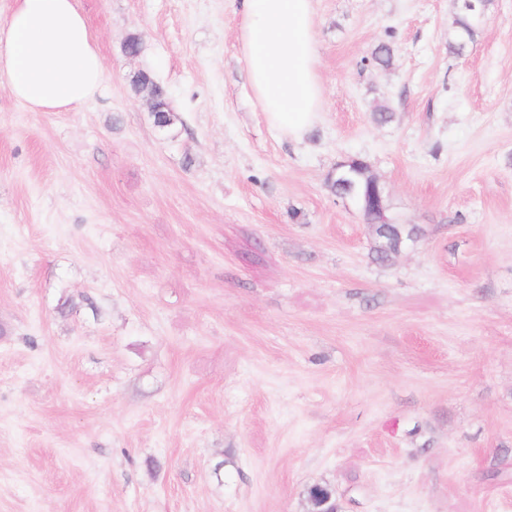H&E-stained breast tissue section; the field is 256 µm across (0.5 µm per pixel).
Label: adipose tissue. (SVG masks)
I'll return each instance as SVG.
<instances>
[{
    "instance_id": "1",
    "label": "adipose tissue",
    "mask_w": 512,
    "mask_h": 512,
    "mask_svg": "<svg viewBox=\"0 0 512 512\" xmlns=\"http://www.w3.org/2000/svg\"><path fill=\"white\" fill-rule=\"evenodd\" d=\"M239 45L268 125L302 139L320 118L323 85L314 0H241ZM106 78L77 0H15L0 25V82L32 112H77Z\"/></svg>"
}]
</instances>
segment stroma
Masks as SVG:
<instances>
[{"instance_id": "obj_1", "label": "stroma", "mask_w": 512, "mask_h": 512, "mask_svg": "<svg viewBox=\"0 0 512 512\" xmlns=\"http://www.w3.org/2000/svg\"><path fill=\"white\" fill-rule=\"evenodd\" d=\"M238 4L79 0L96 98L0 84V512H512V0L458 55L454 0H314L298 143ZM350 156L418 229L388 261L328 186ZM136 94H143L155 101L158 112L151 106L154 122L161 128H170L179 120L178 115L170 105L168 91L164 85L157 82L149 73L140 71L130 80Z\"/></svg>"}]
</instances>
